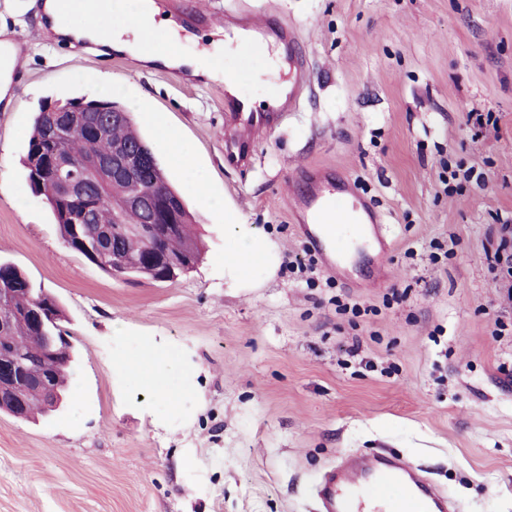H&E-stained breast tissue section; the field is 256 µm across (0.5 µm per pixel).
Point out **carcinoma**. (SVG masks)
<instances>
[{
    "instance_id": "1",
    "label": "carcinoma",
    "mask_w": 512,
    "mask_h": 512,
    "mask_svg": "<svg viewBox=\"0 0 512 512\" xmlns=\"http://www.w3.org/2000/svg\"><path fill=\"white\" fill-rule=\"evenodd\" d=\"M53 114L40 106L34 117L23 159L27 178L32 189L43 195L55 224L66 245L83 255L107 274H112L115 262L108 248L117 242L122 251L126 276L154 282L167 281L170 265L185 259H200L197 242L188 230L190 213L178 190L164 178L165 170L148 143L134 127L130 114L112 125L105 139H93L83 132L70 133L63 142V149L76 161L93 154L105 157L117 148L127 146L141 149L145 161L137 170L134 183L115 178L105 187L84 198L64 196L58 180L50 173L35 175L32 158L40 151L53 150L46 139V129ZM139 189L159 201H169L179 212L176 224H149L148 216L128 207L130 189ZM11 292L0 300V317L7 322L0 326V353L17 355L24 362L25 374L33 382L47 378L53 381V394H33L19 400L15 395L0 394V412L13 416L31 417L55 407L72 369L71 342L63 344L64 350L55 355L48 349V340L60 341L65 333L61 322L64 313L55 298L36 292L24 272L15 264L0 261V289ZM48 301L53 302V315L37 319L36 311Z\"/></svg>"
}]
</instances>
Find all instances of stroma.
<instances>
[{
    "label": "stroma",
    "instance_id": "obj_1",
    "mask_svg": "<svg viewBox=\"0 0 512 512\" xmlns=\"http://www.w3.org/2000/svg\"><path fill=\"white\" fill-rule=\"evenodd\" d=\"M296 24L303 108L224 161V84L183 83L53 40L43 0H0V260L56 298L75 349L54 411L0 413V512H316L314 485L350 453L419 467L458 512H512V300L492 268L512 217V0H184ZM111 79V91L101 88ZM112 100L132 113L186 199L195 269L110 277L62 240L23 158L46 102ZM495 122L474 129L469 113ZM206 180L175 166L159 125ZM334 168L376 206L381 266L328 269L293 220L288 181ZM281 251L275 275L224 283V212ZM163 346L175 403L124 363Z\"/></svg>",
    "mask_w": 512,
    "mask_h": 512
}]
</instances>
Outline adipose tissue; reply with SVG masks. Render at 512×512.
Returning <instances> with one entry per match:
<instances>
[{
	"label": "adipose tissue",
	"instance_id": "adipose-tissue-1",
	"mask_svg": "<svg viewBox=\"0 0 512 512\" xmlns=\"http://www.w3.org/2000/svg\"><path fill=\"white\" fill-rule=\"evenodd\" d=\"M100 12L96 28L83 29L76 25H58L54 31L59 38L85 40L99 47L101 54H128L142 57V35L139 30L116 26L115 16L129 15L138 10L147 17L149 26L163 31L168 42L175 44L179 35L169 29L165 20L156 16L150 0H91ZM280 264L277 245L260 233L254 225L242 223L232 213L224 216V282L232 288L251 286L258 274H274Z\"/></svg>",
	"mask_w": 512,
	"mask_h": 512
}]
</instances>
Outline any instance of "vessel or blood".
I'll list each match as a JSON object with an SVG mask.
<instances>
[{"label":"vessel or blood","mask_w":512,"mask_h":512,"mask_svg":"<svg viewBox=\"0 0 512 512\" xmlns=\"http://www.w3.org/2000/svg\"><path fill=\"white\" fill-rule=\"evenodd\" d=\"M226 36L238 38L243 57L255 50V38L274 44L288 64V89L278 93L277 104L256 110L245 95H225L224 124L231 130L224 159L232 166L247 165L262 135L299 111L309 71L300 50L301 36L294 24L275 20L256 26L249 14L212 15ZM294 211L306 238L328 264L349 261L359 249L380 253L387 249L380 213L358 210L349 203L348 185H336L328 171L315 167L288 186ZM320 512H443V499L402 463L383 457L363 460L358 466L340 465L317 485Z\"/></svg>","instance_id":"1"}]
</instances>
